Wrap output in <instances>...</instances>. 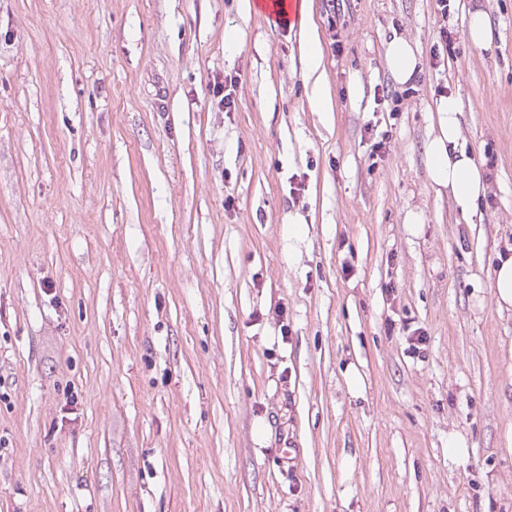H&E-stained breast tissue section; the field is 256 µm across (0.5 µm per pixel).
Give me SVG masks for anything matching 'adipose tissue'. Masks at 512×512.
Wrapping results in <instances>:
<instances>
[{
  "mask_svg": "<svg viewBox=\"0 0 512 512\" xmlns=\"http://www.w3.org/2000/svg\"><path fill=\"white\" fill-rule=\"evenodd\" d=\"M440 134L428 150V170L433 184L446 188L456 207L472 212L486 191L483 172L473 157L459 144L460 103L456 97L440 99Z\"/></svg>",
  "mask_w": 512,
  "mask_h": 512,
  "instance_id": "1",
  "label": "adipose tissue"
}]
</instances>
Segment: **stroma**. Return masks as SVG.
Listing matches in <instances>:
<instances>
[{
    "label": "stroma",
    "instance_id": "1",
    "mask_svg": "<svg viewBox=\"0 0 512 512\" xmlns=\"http://www.w3.org/2000/svg\"><path fill=\"white\" fill-rule=\"evenodd\" d=\"M308 5L315 73L252 0H0V512H512V0ZM467 35L474 45L484 44L490 35L489 22L486 14L479 9L469 15ZM388 65L392 74L401 83L408 82L418 72V60L412 48L402 38H394L391 42ZM440 136L430 144L428 170L433 184L448 188L454 204L462 213H470L485 194L483 172L473 157L459 144V100L451 95L440 99ZM491 288L498 310L512 311V256H508L498 265Z\"/></svg>",
    "mask_w": 512,
    "mask_h": 512
}]
</instances>
